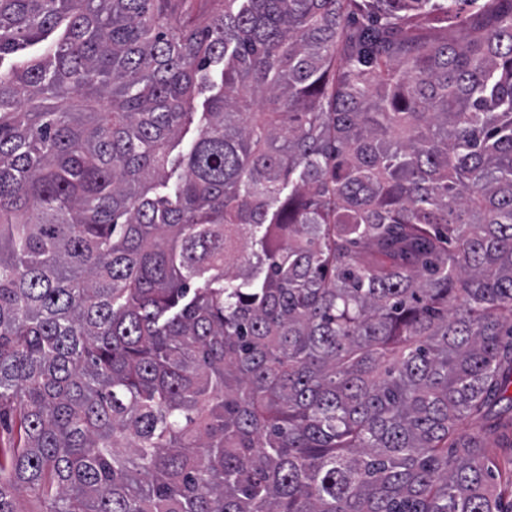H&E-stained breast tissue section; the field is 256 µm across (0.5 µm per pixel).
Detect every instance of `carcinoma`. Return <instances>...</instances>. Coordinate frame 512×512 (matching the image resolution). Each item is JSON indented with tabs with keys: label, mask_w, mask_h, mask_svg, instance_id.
<instances>
[{
	"label": "carcinoma",
	"mask_w": 512,
	"mask_h": 512,
	"mask_svg": "<svg viewBox=\"0 0 512 512\" xmlns=\"http://www.w3.org/2000/svg\"><path fill=\"white\" fill-rule=\"evenodd\" d=\"M191 2L0 0V512H512V0Z\"/></svg>",
	"instance_id": "obj_1"
}]
</instances>
